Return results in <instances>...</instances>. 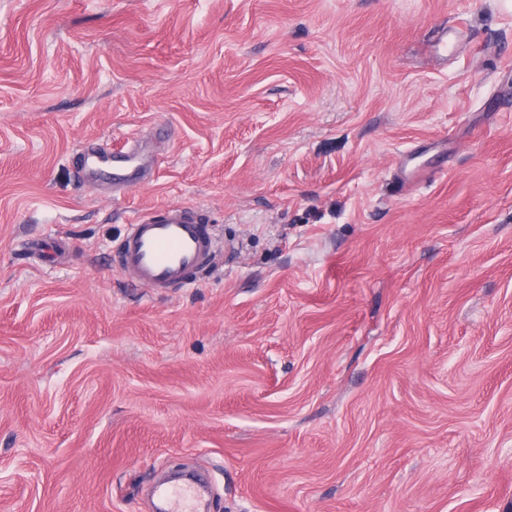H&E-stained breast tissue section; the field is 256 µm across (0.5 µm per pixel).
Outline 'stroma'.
Listing matches in <instances>:
<instances>
[{
  "label": "stroma",
  "mask_w": 512,
  "mask_h": 512,
  "mask_svg": "<svg viewBox=\"0 0 512 512\" xmlns=\"http://www.w3.org/2000/svg\"><path fill=\"white\" fill-rule=\"evenodd\" d=\"M175 204L210 271L133 286ZM185 470L207 512H512L504 0H0V512ZM216 235L195 206L168 207L128 224L118 245L120 266L135 286L194 288L211 268Z\"/></svg>",
  "instance_id": "35a3bbf8"
}]
</instances>
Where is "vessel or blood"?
<instances>
[{"label":"vessel or blood","mask_w":512,"mask_h":512,"mask_svg":"<svg viewBox=\"0 0 512 512\" xmlns=\"http://www.w3.org/2000/svg\"><path fill=\"white\" fill-rule=\"evenodd\" d=\"M216 235L196 207L174 206L135 219L118 245L120 266L137 286H197L212 265Z\"/></svg>","instance_id":"1"}]
</instances>
